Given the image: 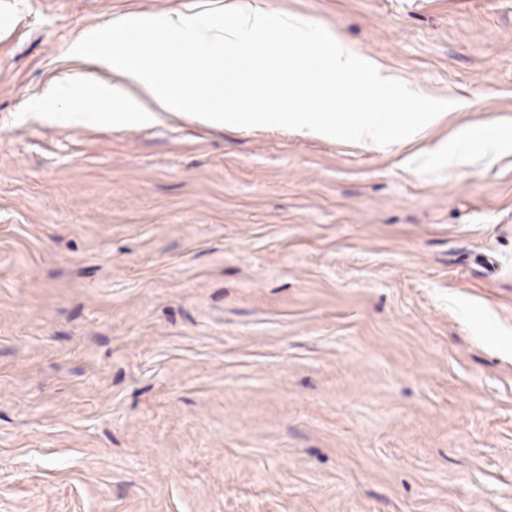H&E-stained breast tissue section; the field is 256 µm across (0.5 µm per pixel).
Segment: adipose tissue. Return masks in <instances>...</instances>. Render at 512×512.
Wrapping results in <instances>:
<instances>
[{
	"instance_id": "adipose-tissue-1",
	"label": "adipose tissue",
	"mask_w": 512,
	"mask_h": 512,
	"mask_svg": "<svg viewBox=\"0 0 512 512\" xmlns=\"http://www.w3.org/2000/svg\"><path fill=\"white\" fill-rule=\"evenodd\" d=\"M114 39L140 43L143 53L96 49L100 31H83L69 55L79 69L55 77L42 107L67 105L75 124L87 118L115 126L148 127L170 116L190 115L219 126H284L302 135L330 138L343 133L388 145L407 144L430 126L437 108L408 111L419 93L403 88L375 60L331 30L306 31L287 16L235 0L223 14L204 17L176 12L142 26L133 17L112 18ZM313 45L296 59L291 47ZM167 57L158 70L152 54ZM387 97L395 112H368L360 94ZM353 104L341 122L322 109Z\"/></svg>"
}]
</instances>
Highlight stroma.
<instances>
[{"label": "stroma", "instance_id": "1", "mask_svg": "<svg viewBox=\"0 0 512 512\" xmlns=\"http://www.w3.org/2000/svg\"><path fill=\"white\" fill-rule=\"evenodd\" d=\"M0 0V512H512V149L33 103L117 14ZM512 127V0H257Z\"/></svg>", "mask_w": 512, "mask_h": 512}]
</instances>
